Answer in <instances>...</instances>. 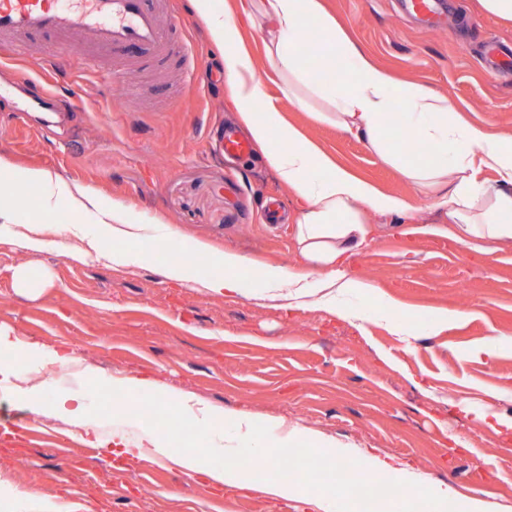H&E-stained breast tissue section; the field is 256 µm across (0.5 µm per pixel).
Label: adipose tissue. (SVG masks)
Masks as SVG:
<instances>
[{
	"instance_id": "obj_1",
	"label": "adipose tissue",
	"mask_w": 512,
	"mask_h": 512,
	"mask_svg": "<svg viewBox=\"0 0 512 512\" xmlns=\"http://www.w3.org/2000/svg\"><path fill=\"white\" fill-rule=\"evenodd\" d=\"M248 14L264 23L265 56L279 78L281 95L300 104L323 105L318 119L363 140L384 163L396 168L420 193L436 197V205L448 216L447 233L458 244L480 248L484 243L512 246V136L494 133L467 122L448 96L421 85L396 87L388 71L367 58L362 48L326 11L323 0H246ZM196 17L209 40L222 47L224 72L240 121L282 183L290 187L299 206L293 218L294 240L309 270L296 274L281 265L257 264L254 277L262 291L285 290L296 295H318L321 305L334 307L351 289L368 284L345 265L348 254L368 246L365 210L403 215L408 206L336 164L314 142L287 123L267 97L257 61L244 43L236 22L218 11L214 0H192ZM316 24L321 69L334 73L333 81L313 82L299 52L305 40L304 21ZM404 112H396L397 102ZM431 148L429 161L409 163L387 134L390 116ZM495 173V181H482L481 170ZM17 191L37 188L43 209L66 198L78 211H96L99 223L113 238L134 242L150 240L154 225L142 224L120 207L100 208L96 193L87 187L53 179L42 169L11 170ZM112 391H132L155 396L171 404L178 417L190 420L199 432L224 436L223 463H214L201 448L174 452L169 439L151 437L154 457L163 458L191 474L202 475L211 489L240 484L250 477L252 463L274 468L280 449L290 447L293 434L284 431L278 444L268 447L263 439L270 421L252 411L228 412L200 403L190 394L170 390L155 381L129 376L112 382Z\"/></svg>"
}]
</instances>
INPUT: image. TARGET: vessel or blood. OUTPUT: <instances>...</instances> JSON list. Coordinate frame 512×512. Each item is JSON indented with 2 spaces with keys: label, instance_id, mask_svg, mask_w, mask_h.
Wrapping results in <instances>:
<instances>
[{
  "label": "vessel or blood",
  "instance_id": "obj_1",
  "mask_svg": "<svg viewBox=\"0 0 512 512\" xmlns=\"http://www.w3.org/2000/svg\"><path fill=\"white\" fill-rule=\"evenodd\" d=\"M407 11L422 26L440 25L444 16L439 0H404ZM157 0H70L59 6L56 0H0V50L16 56L27 54L29 36L45 34L55 40L56 52L68 53L66 39L73 34L122 59L165 64L179 53L158 17ZM490 70L512 72V47L494 42L485 52ZM24 101L0 89V107L24 112L37 107L52 112L56 104L50 90L34 83Z\"/></svg>",
  "mask_w": 512,
  "mask_h": 512
}]
</instances>
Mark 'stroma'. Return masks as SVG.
<instances>
[{
  "label": "stroma",
  "mask_w": 512,
  "mask_h": 512,
  "mask_svg": "<svg viewBox=\"0 0 512 512\" xmlns=\"http://www.w3.org/2000/svg\"><path fill=\"white\" fill-rule=\"evenodd\" d=\"M444 25L418 26L401 0H325L335 17L397 85L418 83L445 94L470 120L512 135V79L492 73L488 40L512 42V23L485 15L477 0H448ZM163 24L188 50L182 66L138 69L127 80L111 57L114 98L74 51L46 71L53 90L79 109L20 122L0 112V158L16 170L41 168L55 179L94 190L101 208L121 206L138 220L163 225L151 259L118 266L68 255L67 238L51 235L42 251L19 247L21 224L80 225L102 249L131 254L132 241L105 234L92 212L58 200L40 209L28 196L14 221L0 222V326L20 341L70 348L64 368L18 351L23 377L41 383L45 401L81 396L87 422L101 438L121 432L143 442L146 431L195 449L194 425L152 397H133L112 412L113 379L154 378L202 402L249 410L298 428L306 456L300 495L280 499L251 487L212 491L164 459L134 460L123 469L91 447L80 430L51 411L33 414L20 394L0 392V424L22 426L19 441L0 444V512H313L305 497L329 490L319 478L331 456L356 471L332 491L353 502L359 450L397 459L404 471L458 497L480 498L489 512H512V439L488 431L484 409L512 418V246L482 254L463 249L437 228L445 217L369 147L309 110L282 98L266 82L284 118L335 161L383 192L405 200L408 215L366 213L368 247L348 265L361 280L396 299L394 318L350 323L335 312L260 296L247 270L255 260L298 267L289 222L298 202L267 165L259 147L229 158L219 140L239 128L224 79V51L206 38L191 0H167ZM238 252L246 263L237 293L199 287L165 274L173 249L192 255L195 243ZM28 267L29 287L15 272ZM454 313L434 336L398 335L394 322H430ZM495 339L492 355L478 345ZM335 447H315L312 434Z\"/></svg>",
  "instance_id": "1"
}]
</instances>
